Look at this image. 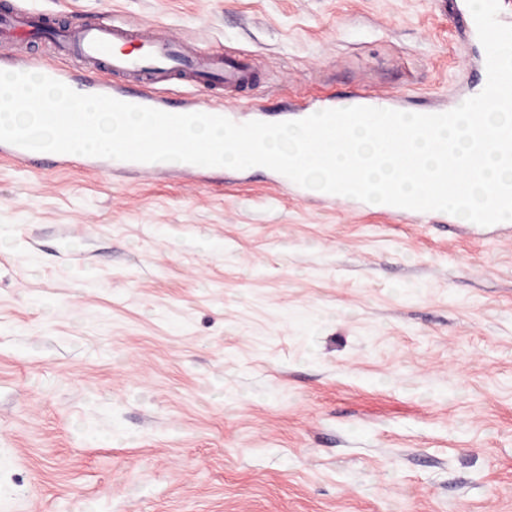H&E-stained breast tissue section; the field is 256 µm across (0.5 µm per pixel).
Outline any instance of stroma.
Returning <instances> with one entry per match:
<instances>
[{
	"label": "stroma",
	"mask_w": 512,
	"mask_h": 512,
	"mask_svg": "<svg viewBox=\"0 0 512 512\" xmlns=\"http://www.w3.org/2000/svg\"><path fill=\"white\" fill-rule=\"evenodd\" d=\"M29 2L245 55L236 123L486 60L466 0ZM0 512H512V223L0 161Z\"/></svg>",
	"instance_id": "stroma-1"
}]
</instances>
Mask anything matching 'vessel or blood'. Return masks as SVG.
<instances>
[{"label": "vessel or blood", "instance_id": "b4317fda", "mask_svg": "<svg viewBox=\"0 0 512 512\" xmlns=\"http://www.w3.org/2000/svg\"><path fill=\"white\" fill-rule=\"evenodd\" d=\"M43 30L54 34L59 52L77 57L86 67L83 87L87 93L172 112L168 100L155 97L138 87L143 79L156 83L179 81L192 89H207L209 95L199 102L182 106V113L223 115L226 93L242 89L247 84L242 64L224 61L214 56L199 61L178 37L154 27L132 28L120 16L98 22L90 20L76 27H63L55 18L33 8L14 5L0 9V31L23 34ZM15 72L39 69L42 74L62 83H71L68 71L41 58L26 57L11 63ZM129 80L125 89L113 88L109 75ZM0 160L23 164L29 168L65 170L74 166L90 174L104 173L120 180L127 176L163 180L178 176L186 180L199 178V166L184 163L178 171L166 170L158 162L142 163L71 153L31 151L7 142H0Z\"/></svg>", "mask_w": 512, "mask_h": 512}]
</instances>
